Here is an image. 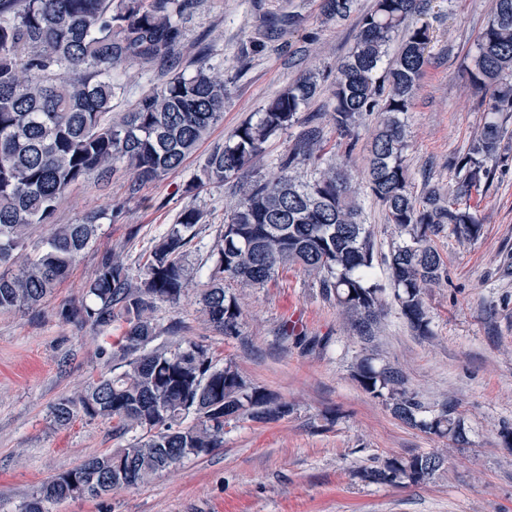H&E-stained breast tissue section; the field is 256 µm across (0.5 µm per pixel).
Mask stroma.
Wrapping results in <instances>:
<instances>
[{"label": "stroma", "instance_id": "obj_1", "mask_svg": "<svg viewBox=\"0 0 512 512\" xmlns=\"http://www.w3.org/2000/svg\"><path fill=\"white\" fill-rule=\"evenodd\" d=\"M372 4L358 0L356 14L336 25L325 21L321 0H200L185 24L180 70L192 75L200 58L223 70L222 121L181 167L138 192H131L123 171L108 187L90 181L76 187L56 223H76L89 209L116 210L119 218L105 220L97 243L41 310L0 315V512H18L42 483L126 443L97 419L81 417L65 428L51 421L60 397L115 367L110 338L120 333L65 322L57 314L61 304L83 296L99 257L113 246L122 249L132 281H140L146 256L187 207L202 214L188 263L204 283L226 206L247 187L243 179L196 185L204 158L303 72L334 76L360 14ZM490 6L491 0H425L413 18L431 38L408 114L405 159L414 193L427 186L447 193L455 183L450 164L484 123L482 99L467 85L464 67ZM159 70L143 62L114 71L123 87L115 111H128L158 85ZM331 108L329 92L321 91L298 113L297 125L269 139L261 172L275 173L301 126L318 119L321 157L298 161L295 173L307 180L317 166L335 164L357 189L363 219L374 231L372 279L383 287L386 304L374 358L403 372L427 413L453 402L466 443L453 445L402 423L362 389L353 375L362 343L318 280L292 267L261 287L233 284L241 307L236 336L214 331L191 296L176 305L157 303L153 312L157 346L188 340L208 346L219 364H233L249 385L288 403V417L231 421L223 446L209 456L184 460L136 487L53 502L48 512H512V449L498 436L503 423H512V139L503 142L505 160L471 199L480 237L466 241L447 231L435 240L448 279L427 291L431 333L420 336L394 300L383 257L397 234L365 181L374 122L361 124L350 151L329 120ZM173 322L180 332L169 333ZM443 448L447 463L419 484H369L356 475L392 457Z\"/></svg>", "mask_w": 512, "mask_h": 512}]
</instances>
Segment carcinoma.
Here are the masks:
<instances>
[{"label": "carcinoma", "instance_id": "cac0c4a2", "mask_svg": "<svg viewBox=\"0 0 512 512\" xmlns=\"http://www.w3.org/2000/svg\"><path fill=\"white\" fill-rule=\"evenodd\" d=\"M356 0H322L327 21L341 22ZM198 0H0V313L39 307L96 243L106 213L86 211L75 224H58L27 253L34 229L50 224L59 203L89 180L105 184L122 168L131 190L177 170L210 128L224 116V71L201 61L187 76L176 69L184 39L183 19ZM421 0H375L361 15L355 43L336 65L330 119L354 145L356 129L374 115L367 168L371 194L385 209L400 241L386 258L394 298L410 327L430 332L426 288L448 279L434 238L448 229L467 239L480 236L471 190L501 159L507 128L498 113L512 109V0H491L486 25L467 66L470 87L488 96V116L478 138L455 162L458 188L443 201L431 190L419 203L404 160L405 115L427 63L428 28L411 27ZM399 47L382 67L394 40ZM158 62L168 79L112 119L120 87L117 68ZM321 92V76L309 71L285 87L258 113L234 129L201 165L198 184L224 183L254 173L243 198L224 217L223 245L198 292L200 312L224 336L239 333L240 308L228 284L263 286L297 266L320 279L324 297L369 343L383 308V289L371 279L374 240L362 206L342 168L329 164L313 179L292 174L301 156L321 150L323 128L297 137L278 171L258 172L265 145L297 122V114ZM201 219L182 210L159 239L132 282L122 254L103 252L85 286V298L64 304L59 315L80 327L105 331L123 325L112 343L119 371L58 400L54 425L79 417L113 423L118 434L140 429L123 448L93 455L80 469L42 484L20 512H46L44 504L98 498L145 483L188 458L209 455L224 443V426L241 416L255 422L282 419L288 404L248 386L237 369L218 366L206 346L187 341L174 349L147 350L158 336L150 312L158 302L177 304L192 286L187 257ZM354 376L403 423L465 442L464 424L447 402L429 418L401 371L377 367L365 355ZM445 463L441 452L392 458L357 472L372 484H418Z\"/></svg>", "mask_w": 512, "mask_h": 512}]
</instances>
